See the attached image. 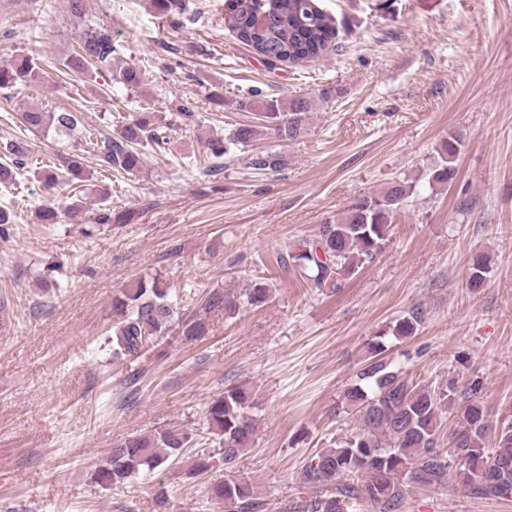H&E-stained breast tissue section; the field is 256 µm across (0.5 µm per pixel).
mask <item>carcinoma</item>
<instances>
[{
    "label": "carcinoma",
    "mask_w": 512,
    "mask_h": 512,
    "mask_svg": "<svg viewBox=\"0 0 512 512\" xmlns=\"http://www.w3.org/2000/svg\"><path fill=\"white\" fill-rule=\"evenodd\" d=\"M69 17L82 26L78 47L61 59L63 72L73 79L93 80L102 72L127 90L142 84V71L136 64L112 68L119 47L105 24L87 16L86 0H68ZM224 25L242 44L257 55H272L279 62L299 63L323 57L338 37L334 19L316 0H224ZM42 55L29 51L0 67V92L14 95L20 88L42 83ZM242 111L259 109L256 122L242 124L222 138L207 141L208 165L205 173L217 172L226 161L251 145L261 135L272 140L263 152L251 159L259 169L277 170L288 165L283 143L296 140L306 115L315 109V100L294 97L288 101L271 98L261 103L240 100ZM22 123L30 130L52 131L69 137L75 133L87 139L92 132L77 110L56 109L45 104L20 103ZM174 123L151 120L149 115L120 127L117 136L101 141L100 166L134 174L144 164L142 149L150 147L163 154L170 144ZM463 142L448 136L439 160L429 170L430 187L447 186L457 176V162ZM13 163L0 166V182L13 179L14 169L25 164L27 145L17 141L9 146ZM87 180L83 157L73 154L61 159L59 167L44 174V186L55 189ZM414 194V186L395 179L379 191L353 199L342 215L321 225L318 232L296 244L274 252V263L281 269L296 270L307 287L322 295L334 293L343 282L372 263L390 241L393 217ZM490 272V261L477 256L469 267L467 285L481 287ZM268 285L257 281L247 289L248 302L264 303ZM112 308L120 317L106 342L115 356H137L168 336L186 341L206 333L199 315L186 316L172 300L171 289L156 275L140 278L121 290ZM222 308L231 313L236 303L220 291L207 293L201 310ZM423 320V311L411 310L390 327L396 339L414 336ZM383 343L365 346V358L356 379L343 392L336 414L345 413L354 421L350 431L336 437L304 466L303 483L316 489L307 512H346L347 499L364 497L379 512H396L409 489L440 485L453 473L466 492L475 498L512 496V414L494 426L478 398L479 386H458L448 380L444 389L416 383L384 357ZM250 392L232 387L213 398L207 406L206 424L217 440V451L226 479L214 485L216 497L224 501L226 512H261L263 504L247 482L236 478L239 460L255 430L248 415ZM455 412V427L448 431V449L441 444L443 414ZM494 430V448H486L489 430ZM189 436L174 426L153 434L135 437L112 449L97 467L94 476L101 485L112 488L125 484L141 473H153L177 457ZM351 475L361 484L354 486L340 479ZM336 491L328 492L330 486Z\"/></svg>",
    "instance_id": "1"
}]
</instances>
